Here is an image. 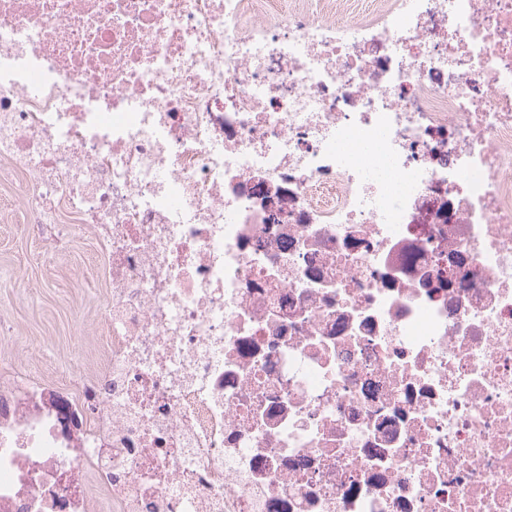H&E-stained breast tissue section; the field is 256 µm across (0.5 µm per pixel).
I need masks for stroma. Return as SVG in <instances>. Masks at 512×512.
I'll return each instance as SVG.
<instances>
[{
	"label": "stroma",
	"instance_id": "stroma-1",
	"mask_svg": "<svg viewBox=\"0 0 512 512\" xmlns=\"http://www.w3.org/2000/svg\"><path fill=\"white\" fill-rule=\"evenodd\" d=\"M0 182V377L77 386L103 367L106 249L86 224H32Z\"/></svg>",
	"mask_w": 512,
	"mask_h": 512
}]
</instances>
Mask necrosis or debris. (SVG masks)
I'll return each mask as SVG.
<instances>
[{"mask_svg": "<svg viewBox=\"0 0 512 512\" xmlns=\"http://www.w3.org/2000/svg\"><path fill=\"white\" fill-rule=\"evenodd\" d=\"M335 10L0 0V178L110 288L0 512H512V0Z\"/></svg>", "mask_w": 512, "mask_h": 512, "instance_id": "necrosis-or-debris-1", "label": "necrosis or debris"}]
</instances>
